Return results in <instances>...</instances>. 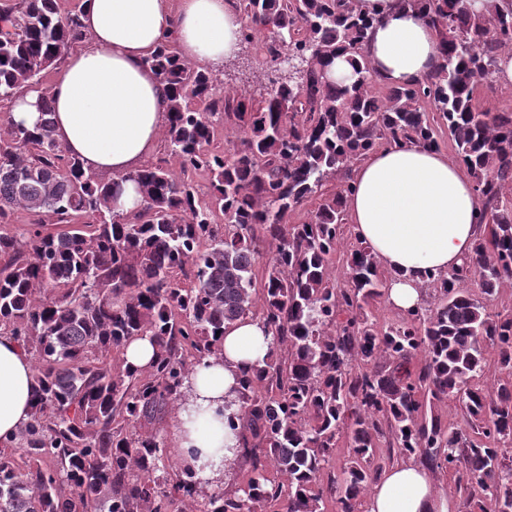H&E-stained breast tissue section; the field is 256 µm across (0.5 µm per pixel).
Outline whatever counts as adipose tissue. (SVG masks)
<instances>
[{
	"label": "adipose tissue",
	"mask_w": 512,
	"mask_h": 512,
	"mask_svg": "<svg viewBox=\"0 0 512 512\" xmlns=\"http://www.w3.org/2000/svg\"><path fill=\"white\" fill-rule=\"evenodd\" d=\"M374 18L366 54L381 83L413 85L441 60L435 31L403 0H353ZM87 46L73 51L48 91L25 90L14 98V124L35 127L39 103L49 96L56 139L79 157L86 172L118 177L137 169L155 148L167 121V100L147 63L156 46L175 37L180 55L213 68L237 50L243 20L236 0H83ZM345 208L355 233L392 278L390 306H422L428 272L462 266L484 227L482 204L466 165L445 152L388 144L370 152L354 171ZM271 335L247 317L224 329L223 358H208L191 376L190 402L171 432L180 455L198 449V479H227L241 424L233 400L243 368L262 365ZM32 360L18 342L0 335V445L13 444L34 410ZM366 512H449L432 472L416 462L382 472Z\"/></svg>",
	"instance_id": "ef3b65f1"
}]
</instances>
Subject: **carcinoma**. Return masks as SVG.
<instances>
[{"label":"carcinoma","instance_id":"obj_1","mask_svg":"<svg viewBox=\"0 0 512 512\" xmlns=\"http://www.w3.org/2000/svg\"><path fill=\"white\" fill-rule=\"evenodd\" d=\"M404 2L435 30L442 58L383 97L364 53L374 20L352 0H238L242 39L262 32L272 61L302 66L259 101L219 92L210 68L161 43L148 62L166 88L165 142L182 175L151 164L123 176L141 193L129 215L112 205L120 185L85 172L56 140L48 96L34 129L0 132V224L18 208L31 216L21 233H0V330L32 356L35 398L14 445L0 448V512H174L177 502L179 512H360L385 458L448 474L464 512H512L500 448L512 443V383L480 384L490 354L512 370V312L489 311L465 288L471 274L486 296L512 288V107L474 103L512 51V8ZM87 38L81 11L57 0H0V101L42 85ZM341 56L352 74L332 83L326 68ZM221 124L236 139L218 149ZM442 128L486 233L458 271L428 276L421 308L380 327L367 308L388 273L346 222L352 170L381 145L437 149ZM190 169L209 174L208 199ZM313 198L308 220L289 223ZM342 247L343 288L332 276ZM243 317L272 336L263 365L239 379L247 479L210 490L186 460L161 465L163 422L193 367L223 354L224 325ZM138 336L155 347L148 370L109 361ZM450 397L473 435L436 412Z\"/></svg>","mask_w":512,"mask_h":512}]
</instances>
